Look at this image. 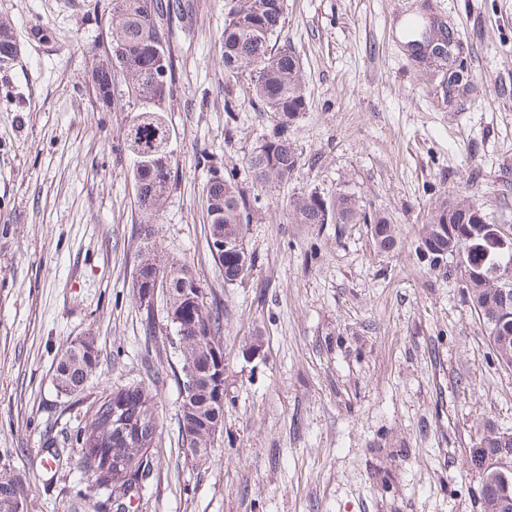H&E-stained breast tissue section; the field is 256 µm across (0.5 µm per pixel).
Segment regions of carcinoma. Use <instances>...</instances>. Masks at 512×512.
<instances>
[{"label":"carcinoma","instance_id":"carcinoma-1","mask_svg":"<svg viewBox=\"0 0 512 512\" xmlns=\"http://www.w3.org/2000/svg\"><path fill=\"white\" fill-rule=\"evenodd\" d=\"M189 8L186 0H117L112 7V41L120 49L117 69H101L92 75L97 85L98 102L112 100V77L121 75L125 82L126 104L133 116L126 124L122 142L133 160L132 180L138 210L149 225L156 220L163 198L170 193L176 179L173 151L167 148L170 126L166 102L176 84L169 32L173 23L182 19ZM285 24L282 0H244L224 24V75L236 79L245 74L247 89L259 104V111L280 126L259 149L244 161V171L251 187L264 189L275 182L292 177L297 169L298 155L294 145L284 136L283 129L306 111L305 87L301 79L298 57L288 52V46L277 45ZM412 45L427 47L446 40L441 31L412 28ZM207 200V238L223 236L244 241L250 218V203L246 190L235 176L213 175L203 187ZM337 212L327 214L318 194L310 192L297 197L292 205L296 224H372L374 236L384 249L394 246L391 229L382 218H367L358 201L345 193L336 195ZM445 207L436 205L424 226L432 241L427 253L430 264L446 257L448 232L437 227L435 213ZM226 283L242 281L253 268L252 256L241 248H229L224 257L215 259ZM169 282L165 299L167 320L174 334H183L177 344L180 380L187 397L180 405L179 431L181 440L199 449V459L209 458L215 436L211 429L224 422V400L216 396L217 381L224 380V305L217 296H208L201 279L187 263L180 260L143 262L134 275L132 288L138 304H143L142 290L156 279ZM100 355L95 338L84 337V345L67 344L57 356L53 386L56 393L76 394L87 379L99 368ZM149 384L129 385L127 408L122 410L112 400V394L100 397L85 424L78 428L76 444L80 453L70 462L78 472L93 480L106 492L100 505L110 512H138L132 500H141L145 486L140 484L142 473H151L148 449L155 447L157 433L143 440L129 431L122 436L115 431L101 435L112 420V412L137 425L142 415L153 417V428L159 427V386L162 373L150 370ZM124 457L145 460L144 467H117L112 460ZM28 512L27 494L22 476L11 467H0V512Z\"/></svg>","mask_w":512,"mask_h":512}]
</instances>
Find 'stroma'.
I'll return each mask as SVG.
<instances>
[{
  "instance_id": "obj_1",
  "label": "stroma",
  "mask_w": 512,
  "mask_h": 512,
  "mask_svg": "<svg viewBox=\"0 0 512 512\" xmlns=\"http://www.w3.org/2000/svg\"><path fill=\"white\" fill-rule=\"evenodd\" d=\"M170 33L166 108L178 179L142 241L129 111L87 82L111 42L112 0H0L19 54L0 65V465L28 512H96L86 478L41 465L70 449L91 403L164 368L156 467L140 512H482L469 465L486 427L512 432V369L499 365L455 258L420 249L428 210L475 201L512 230V0H285L280 44L299 57L307 108L285 131L293 177L260 192L248 279L225 284L207 246L203 186L272 134L242 81L224 79L236 0H190ZM453 34L473 90L407 49L409 21ZM47 39H33L35 28ZM346 193L386 217L296 224L292 201ZM189 263L224 301V425L207 460L179 438L177 355L145 335L133 296L144 253ZM95 336L101 366L73 395L58 352Z\"/></svg>"
}]
</instances>
